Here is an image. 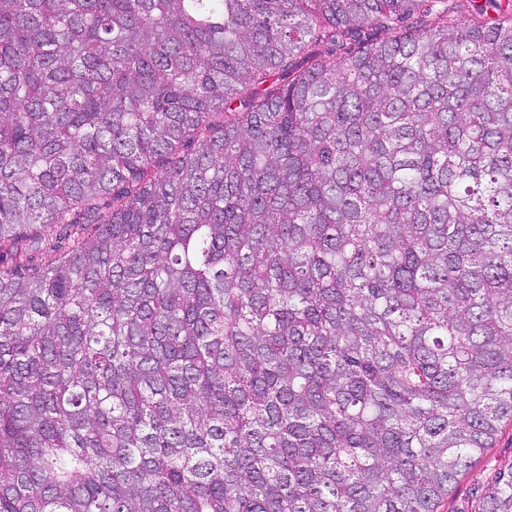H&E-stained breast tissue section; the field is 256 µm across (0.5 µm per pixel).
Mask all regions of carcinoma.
<instances>
[{
	"instance_id": "1",
	"label": "carcinoma",
	"mask_w": 512,
	"mask_h": 512,
	"mask_svg": "<svg viewBox=\"0 0 512 512\" xmlns=\"http://www.w3.org/2000/svg\"><path fill=\"white\" fill-rule=\"evenodd\" d=\"M456 2L0 0V512H438L512 425V13Z\"/></svg>"
}]
</instances>
